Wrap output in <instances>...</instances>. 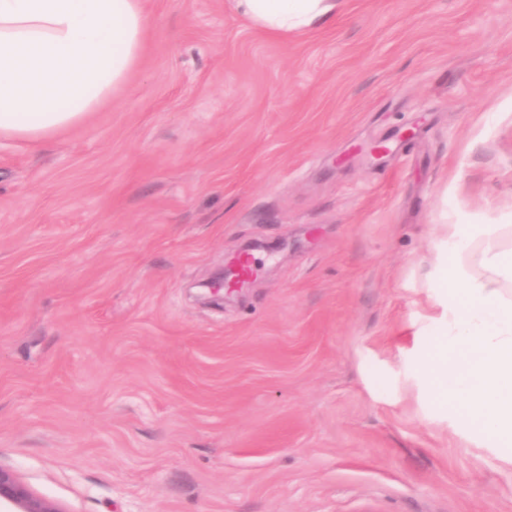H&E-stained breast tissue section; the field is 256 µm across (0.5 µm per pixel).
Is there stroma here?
Masks as SVG:
<instances>
[{"instance_id": "35a3bbf8", "label": "stroma", "mask_w": 512, "mask_h": 512, "mask_svg": "<svg viewBox=\"0 0 512 512\" xmlns=\"http://www.w3.org/2000/svg\"><path fill=\"white\" fill-rule=\"evenodd\" d=\"M147 9L99 112L0 139V466L63 512H512V441L424 384L449 225L512 224V0ZM238 9L261 29L283 34L310 30L336 11V0H236ZM238 283V266L235 261L231 264L224 265L217 270L205 283L202 284L203 288L210 291L212 295H217L220 290H224L225 284Z\"/></svg>"}]
</instances>
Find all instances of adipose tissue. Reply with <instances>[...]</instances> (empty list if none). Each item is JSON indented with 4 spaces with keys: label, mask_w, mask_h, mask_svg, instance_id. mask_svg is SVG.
I'll list each match as a JSON object with an SVG mask.
<instances>
[{
    "label": "adipose tissue",
    "mask_w": 512,
    "mask_h": 512,
    "mask_svg": "<svg viewBox=\"0 0 512 512\" xmlns=\"http://www.w3.org/2000/svg\"><path fill=\"white\" fill-rule=\"evenodd\" d=\"M261 29L310 30L336 0H236ZM145 0H0V137L42 142L85 122L144 60Z\"/></svg>",
    "instance_id": "1"
}]
</instances>
